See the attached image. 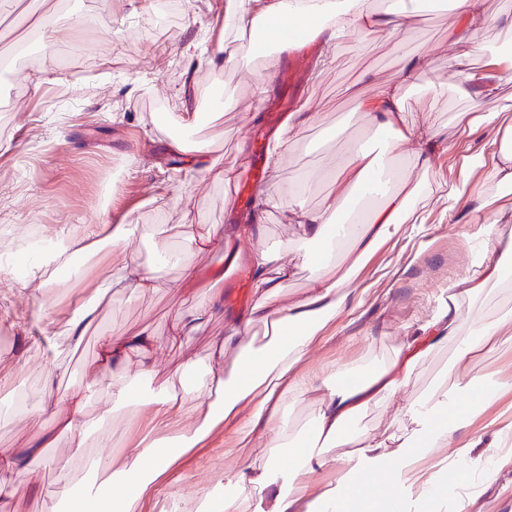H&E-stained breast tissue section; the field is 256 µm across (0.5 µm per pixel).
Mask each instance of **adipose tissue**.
Segmentation results:
<instances>
[{"label": "adipose tissue", "instance_id": "ef3b65f1", "mask_svg": "<svg viewBox=\"0 0 512 512\" xmlns=\"http://www.w3.org/2000/svg\"><path fill=\"white\" fill-rule=\"evenodd\" d=\"M452 12L455 24L448 42L454 53L448 58V67L473 87V103L478 106L493 94L500 77L472 68L473 33L483 29L496 38L511 33L512 18L501 25L490 22L483 0H453ZM416 13L415 0H227L224 27L236 34L235 48L229 52L223 45H216L208 49L206 61L214 70L229 64L248 65L253 48L245 41V33L261 28L271 30L279 49L251 72V87L260 95L276 79L280 49L299 46L300 31H309L324 45L335 47L352 36L374 38L407 32ZM430 63L427 56L407 59L401 80L383 85L371 98L356 100L357 110L384 133L385 141L375 152L352 148L337 162L333 180L344 200H353L358 191L382 197V205L371 211L367 223H339L332 202L311 209L299 196L285 199L273 193L259 195V207L288 210L303 236L320 244L318 271L302 298L273 309L266 301L283 288L291 267L276 248L253 250L249 258L253 289L263 301L251 309L247 318L228 322L223 337L215 344L216 353L229 348L235 351L231 369H224L219 363L203 367L188 359L176 370L179 389L150 391L146 381L159 350L151 330L145 328L132 336L101 337L102 364L127 380L123 388L113 392L111 407L92 425L84 418L79 393L66 392L45 401L42 410L55 420L54 432L43 435L39 443L28 448H0V472L19 475L27 471L32 460L40 459L53 469L60 493H67L74 477L73 467L70 462L45 453L57 437L63 436L73 447L95 450L88 458L90 480L70 512H102L106 506L111 512H136L154 483L172 470L180 456L202 446L220 425L232 423L242 441L253 440L269 450L261 482L272 491V512H407L413 498L430 502L432 512H470L475 494L468 491L462 477L470 474L484 482L494 480L499 463L512 459L511 425L495 433L485 455L472 457L471 450L478 445L474 439L456 448L452 480H445L440 474L424 478L415 470L422 459L447 447L457 432L469 427L484 405L505 388L503 382L487 380L479 362L484 355L512 342V317L486 320L465 312L460 301L477 300L500 282L504 265L512 261L511 227L491 226L497 251L485 256L478 271L458 283L448 297L447 307L421 326L419 335L406 340L382 368L363 374L332 368L317 384L305 381L300 372L309 348L322 329L346 308L351 295L349 275H336L333 268L339 245H348L350 256L358 262L390 238L402 221L407 196L420 191V183L413 178L415 169L429 167L439 147L438 128L411 123L403 110L406 81ZM396 152L408 155L412 165L396 173L399 187L394 190L388 185L392 174L388 157ZM135 232V225L105 221L94 239L61 240L28 279L38 287H52L56 273L67 265L73 253L94 255L107 244L120 247ZM159 287L157 270L144 269L133 260L121 263L101 281L95 300L84 303L63 329H55L47 322L42 331L55 355H62L78 346L81 336L96 320L100 299L108 293L119 290L146 294ZM464 322L469 325L468 332L457 335V327ZM259 325L264 328L260 335L255 332ZM450 342L455 345V356L447 371L426 394L407 399L402 407L421 425L412 441L399 442L391 436L378 441L364 439V465H346L334 487L322 491L318 498H309L308 477L333 463L332 451L347 443L355 415L369 404L389 403L407 387L424 357ZM310 392L318 393V407L308 434L297 438L283 409L288 398ZM145 412L152 414L156 422V440L125 449L122 470L113 472L111 458L103 454L112 443L113 421L121 415L131 420ZM177 418L185 425L170 432L169 423ZM282 448L287 449L290 458L285 468L278 455ZM253 467V461L245 459L234 471L221 476L223 494L211 499L209 512H251L245 488ZM369 471L378 474L385 485L382 498L355 495L356 481Z\"/></svg>", "mask_w": 512, "mask_h": 512}]
</instances>
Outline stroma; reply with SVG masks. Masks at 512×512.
<instances>
[{
    "instance_id": "1",
    "label": "stroma",
    "mask_w": 512,
    "mask_h": 512,
    "mask_svg": "<svg viewBox=\"0 0 512 512\" xmlns=\"http://www.w3.org/2000/svg\"><path fill=\"white\" fill-rule=\"evenodd\" d=\"M159 0H8L0 8V60L29 48L36 67L13 70L0 81L22 111L0 124V252L16 253L30 234L57 239L93 229L102 207L113 223L137 225L135 236L118 251L97 254L78 276L45 290L25 281L15 266L0 263V448H24L54 425L40 404L52 391L73 387L86 399L88 420H96L123 387L122 376L106 370L99 356L101 336L136 334L151 326L161 346L150 387L165 384L187 358L201 364L214 356L213 343L224 335L225 313L247 312L259 301L244 260L235 258L238 244L214 239L198 252L176 242L170 227L192 222L201 228L246 223L260 191L282 197L299 191L308 172L321 177L309 189V207H322L335 195L329 178L337 159L356 143L376 147L383 133L361 118L351 91L369 97L379 85L399 79L403 62L430 55L432 64L406 87L411 122L434 123L441 146L433 165L417 170L423 189L437 185L465 187L470 203L444 212L408 199L406 219L391 239L363 259L351 273L357 293L352 304L330 321L312 348L302 373L317 380L323 367L365 368L388 360L406 336L438 314L448 289L471 275L483 250L496 246L486 229L499 212L512 213V183L487 179L483 168L465 159L508 132L512 112H497L499 98L512 96V55L491 57L484 31L473 35V64L500 72L494 96L483 101L490 123L469 131L470 95L466 82L448 71L449 11L419 15L405 36L349 39L340 44L332 64L317 42L295 53L281 68L265 101L251 99L244 71L209 68L199 46L224 35L226 0H180L172 20H161ZM25 12L44 17L51 28L18 26ZM93 15L100 26L88 30L81 20ZM448 96L447 111L431 109L430 91ZM309 103L316 119L299 134L292 153L279 168L258 158L272 147L273 132L288 113ZM247 154H240V146ZM247 171L258 165L266 175L249 183L235 199L210 171L212 162ZM264 242L283 251L294 269L275 298L285 305L300 298L315 274L304 252H315L287 211L267 210ZM173 250L190 255L193 280H183L179 265L162 273L164 288L130 295L116 292L99 307V317L78 347L66 355V376H51L53 353L32 321L45 310L49 320L64 323L92 295L95 285L122 259L150 267ZM221 291L224 306L215 310L194 335L176 344L169 323L179 313L209 305L212 290ZM402 398L365 409L354 423L355 435L385 438L413 428L400 413ZM262 462L259 448L238 443L234 426H220L211 440L182 459L173 480L160 485L144 512H164L169 495L179 492L188 504L209 490L224 469L241 458ZM21 493L0 501V512H52L56 508L55 476L40 461L16 476ZM472 512H512V462L504 463L495 481L485 486Z\"/></svg>"
}]
</instances>
